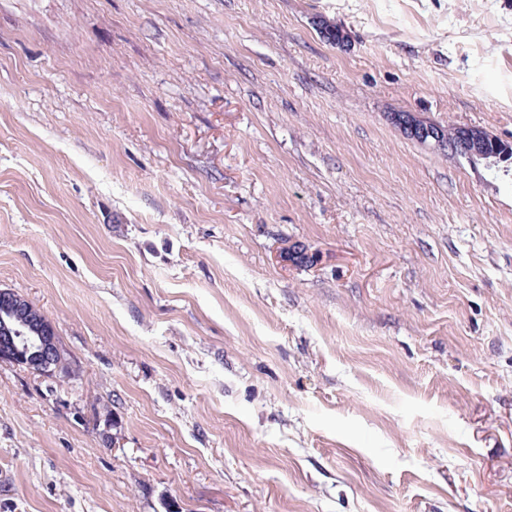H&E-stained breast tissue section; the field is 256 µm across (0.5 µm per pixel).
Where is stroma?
Returning a JSON list of instances; mask_svg holds the SVG:
<instances>
[{"label": "stroma", "mask_w": 512, "mask_h": 512, "mask_svg": "<svg viewBox=\"0 0 512 512\" xmlns=\"http://www.w3.org/2000/svg\"><path fill=\"white\" fill-rule=\"evenodd\" d=\"M397 112L512 141V0H0L70 361L0 363V512H512V178ZM277 258L282 263L292 265H313L317 262L316 253H311L305 245L298 243L281 248Z\"/></svg>", "instance_id": "obj_1"}]
</instances>
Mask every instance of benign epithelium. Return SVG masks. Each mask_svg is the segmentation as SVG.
<instances>
[{"label":"benign epithelium","mask_w":512,"mask_h":512,"mask_svg":"<svg viewBox=\"0 0 512 512\" xmlns=\"http://www.w3.org/2000/svg\"><path fill=\"white\" fill-rule=\"evenodd\" d=\"M416 141L440 152L465 157L471 161L512 163V152L499 145L498 138L479 129L460 126L448 135V128L412 115L391 118ZM277 258L292 265H312L317 255L302 244L281 248ZM0 362H9L40 373L50 374L64 364L63 350L51 321L28 300L9 290L0 289Z\"/></svg>","instance_id":"obj_1"}]
</instances>
